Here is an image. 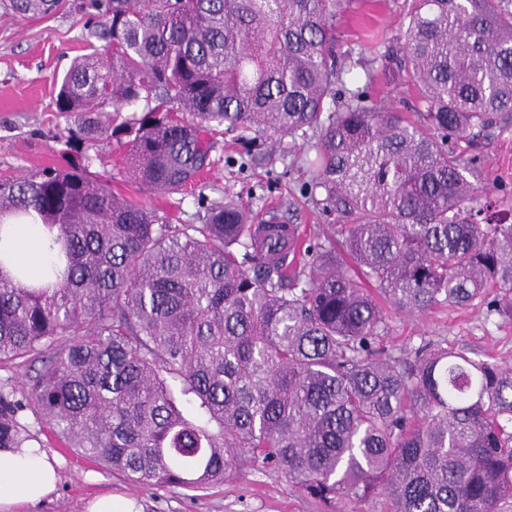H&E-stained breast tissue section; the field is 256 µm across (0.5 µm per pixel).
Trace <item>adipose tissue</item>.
Instances as JSON below:
<instances>
[{"instance_id": "obj_1", "label": "adipose tissue", "mask_w": 512, "mask_h": 512, "mask_svg": "<svg viewBox=\"0 0 512 512\" xmlns=\"http://www.w3.org/2000/svg\"><path fill=\"white\" fill-rule=\"evenodd\" d=\"M49 238L48 230L31 217L0 225V250L9 254L13 264L29 271L43 269L52 261ZM59 480L40 443L0 448V512H20L21 507L51 500Z\"/></svg>"}]
</instances>
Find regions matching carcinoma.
I'll return each mask as SVG.
<instances>
[{
  "mask_svg": "<svg viewBox=\"0 0 512 512\" xmlns=\"http://www.w3.org/2000/svg\"><path fill=\"white\" fill-rule=\"evenodd\" d=\"M46 17L65 0H5ZM104 52L74 61L56 110L67 168L0 182V216L36 213L65 259L45 287L0 269V364H41L29 406L139 485L203 489L247 457L322 512L382 495L388 512H503L512 503V366L463 347L408 360L379 346L387 308L425 313L495 291L512 312V212L481 202L475 141L512 112V0H410L384 69L421 91L402 113L349 89L340 0H82ZM227 125L302 136L304 193L336 216L315 240L233 197L198 223L128 200L89 171L127 150L169 196L211 168ZM0 392V448L35 436Z\"/></svg>",
  "mask_w": 512,
  "mask_h": 512,
  "instance_id": "carcinoma-1",
  "label": "carcinoma"
}]
</instances>
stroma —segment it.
Instances as JSON below:
<instances>
[{
	"instance_id": "stroma-1",
	"label": "stroma",
	"mask_w": 512,
	"mask_h": 512,
	"mask_svg": "<svg viewBox=\"0 0 512 512\" xmlns=\"http://www.w3.org/2000/svg\"><path fill=\"white\" fill-rule=\"evenodd\" d=\"M405 0H343L336 21V54L345 68L361 72L375 54L384 53L406 28ZM87 18L72 7L36 19H24L0 7V178L67 165L75 155L67 146L69 118L56 112L57 81L74 58L90 53ZM307 141L281 143L260 137L245 143L239 131L217 135L214 165L201 190L158 198L132 184L115 141H101L104 163L91 172L113 188L150 208L169 211L174 223L193 222L197 197H237L257 216L272 210L289 214L292 223L315 235L331 218L301 193L310 178L295 159ZM459 151L476 156L490 193L501 208H512V116L475 143L459 142ZM386 349L413 356L425 344L464 347L479 359L512 365V317L490 311L477 301L463 308L441 307L416 314L393 315L380 340ZM20 420L56 461L60 482L51 501L28 512H85L103 494L135 498L143 512H320L281 472L258 464H241L221 486L191 491L178 487L138 486L79 450L67 447L46 420L25 408Z\"/></svg>"
}]
</instances>
